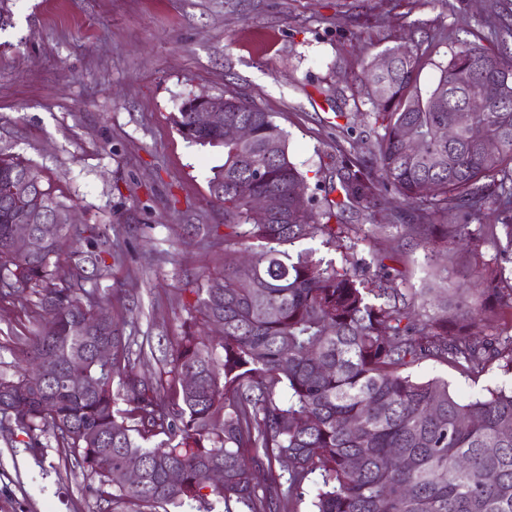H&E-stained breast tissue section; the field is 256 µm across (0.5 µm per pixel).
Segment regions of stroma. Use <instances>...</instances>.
I'll use <instances>...</instances> for the list:
<instances>
[{"instance_id":"1","label":"stroma","mask_w":512,"mask_h":512,"mask_svg":"<svg viewBox=\"0 0 512 512\" xmlns=\"http://www.w3.org/2000/svg\"><path fill=\"white\" fill-rule=\"evenodd\" d=\"M0 30V146L38 166L81 224L108 227L118 254L100 279L113 314L145 345L170 347L192 308L194 273L224 268L223 245L193 235L220 224L208 190L218 149L174 123L190 96L233 93L273 112L291 159L335 183L340 155L366 159L378 131L360 52L427 40L421 86L459 40L494 48L512 0H9ZM408 287L452 289L458 259H425L392 240ZM33 302L0 300V364L35 329ZM415 376L448 379L464 398L512 385L492 367L469 377L427 360ZM0 426V512H99L89 482L54 438L27 447Z\"/></svg>"}]
</instances>
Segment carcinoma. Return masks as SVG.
<instances>
[{
  "mask_svg": "<svg viewBox=\"0 0 512 512\" xmlns=\"http://www.w3.org/2000/svg\"><path fill=\"white\" fill-rule=\"evenodd\" d=\"M504 48L466 40L427 88L418 84L425 52L386 72L362 63L382 133L370 144L372 165L342 157L338 196L317 198L308 174L290 159L273 113L224 94V124H245L247 140L224 139V128L196 129L192 112L210 96L187 99L175 124L190 143L224 149L208 188L224 206V225L194 224L204 240H224V254L250 256L196 279L194 310L164 358L166 378L143 379L144 348L112 316L98 278L112 239L97 225L57 224L42 253L10 250L11 226L38 208L62 216L70 206L44 185L39 171L0 148V300L35 297L39 326L21 339L12 372L0 371V421L40 444L51 435L89 479L106 512H293L314 486L312 512H512V388L463 399L440 378L410 369L434 360L478 377L495 362L512 370V334L496 331L512 316V27H498ZM498 101L468 113L456 108L483 97ZM456 128L452 140L442 130ZM413 138L417 148L407 146ZM27 179L33 193L20 194ZM395 194L415 210L410 224H376ZM272 196L264 222L254 200ZM350 206L366 224H344ZM453 222L439 224L438 216ZM489 216L488 232L471 221ZM399 237L429 258L468 250L469 276L483 288L438 294L403 287ZM339 250L342 265L320 255ZM96 312L101 326L73 327ZM214 323L220 340L204 336ZM112 343V364L93 353ZM49 356L41 384L27 364ZM197 383L186 390L183 377ZM125 407H120V404ZM155 445L150 442L155 438ZM143 465L137 486L113 482L127 459ZM266 466L288 494L255 480ZM224 471L221 485L206 474Z\"/></svg>",
  "mask_w": 512,
  "mask_h": 512,
  "instance_id": "cac0c4a2",
  "label": "carcinoma"
}]
</instances>
